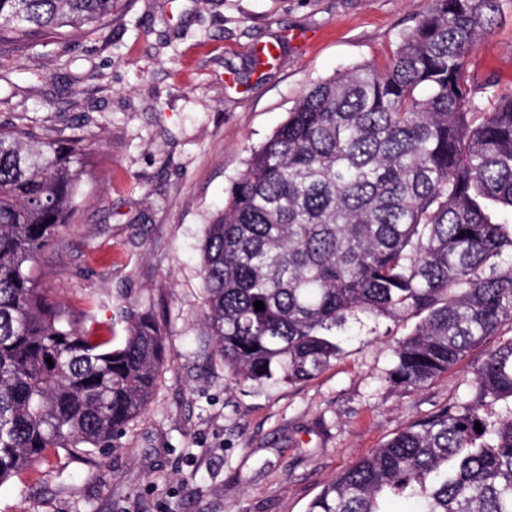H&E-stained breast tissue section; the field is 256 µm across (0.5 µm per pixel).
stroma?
I'll list each match as a JSON object with an SVG mask.
<instances>
[{"instance_id":"1","label":"stroma","mask_w":512,"mask_h":512,"mask_svg":"<svg viewBox=\"0 0 512 512\" xmlns=\"http://www.w3.org/2000/svg\"><path fill=\"white\" fill-rule=\"evenodd\" d=\"M430 0H121L63 48L0 43V122L83 140L77 210L33 274L78 323L167 347L117 448L66 451L0 486V512H306L322 487L442 405L463 400L485 347L407 392L385 380L413 324L347 336L292 385L230 379L203 320L200 245L253 148L314 84L384 64ZM477 85L512 93V10L475 45Z\"/></svg>"}]
</instances>
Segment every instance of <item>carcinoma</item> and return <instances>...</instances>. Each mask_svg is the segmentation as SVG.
I'll return each instance as SVG.
<instances>
[{
	"label": "carcinoma",
	"instance_id": "carcinoma-1",
	"mask_svg": "<svg viewBox=\"0 0 512 512\" xmlns=\"http://www.w3.org/2000/svg\"><path fill=\"white\" fill-rule=\"evenodd\" d=\"M511 1L431 0L384 67L316 83L251 150L201 246L206 325L237 383L315 377L350 320L416 319L385 373L404 391L512 332V94L476 100L470 70ZM117 4L0 0V40L66 46ZM84 175L82 138L0 126V487L59 448H114L165 357L150 316L116 344L32 275ZM509 401L512 337L489 348L465 400L396 432L306 512H386L391 498L407 512H512V405L487 413Z\"/></svg>",
	"mask_w": 512,
	"mask_h": 512
}]
</instances>
